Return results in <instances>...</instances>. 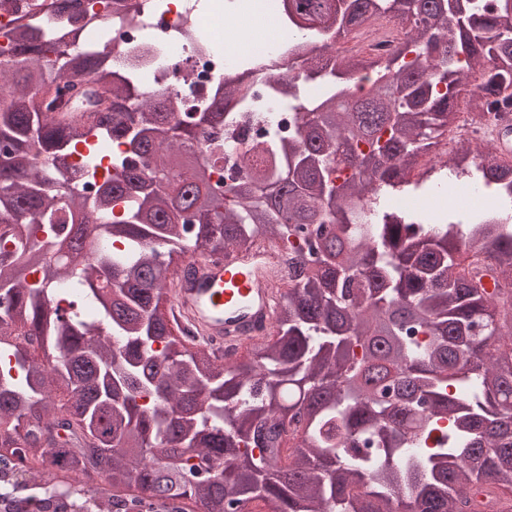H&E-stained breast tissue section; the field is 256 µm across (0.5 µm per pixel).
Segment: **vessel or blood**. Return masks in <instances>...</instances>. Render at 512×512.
<instances>
[{"label":"vessel or blood","instance_id":"b4317fda","mask_svg":"<svg viewBox=\"0 0 512 512\" xmlns=\"http://www.w3.org/2000/svg\"><path fill=\"white\" fill-rule=\"evenodd\" d=\"M497 154L512 158V123L490 136ZM278 258L257 242L218 258L190 262L174 284L171 324H190L206 340L232 347L251 337L255 326L271 324L280 300Z\"/></svg>","mask_w":512,"mask_h":512}]
</instances>
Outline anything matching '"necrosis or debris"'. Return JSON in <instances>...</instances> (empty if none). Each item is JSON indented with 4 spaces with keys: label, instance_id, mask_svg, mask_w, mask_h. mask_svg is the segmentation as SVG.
<instances>
[{
    "label": "necrosis or debris",
    "instance_id": "obj_1",
    "mask_svg": "<svg viewBox=\"0 0 512 512\" xmlns=\"http://www.w3.org/2000/svg\"><path fill=\"white\" fill-rule=\"evenodd\" d=\"M133 19L90 27L89 48L112 53L118 67L137 71L143 87L174 90L187 108L199 110L208 91L241 58L254 66L255 101L269 124L282 133L292 131L296 114L265 87L268 73L277 70L284 57L276 28L280 18L267 12L266 0H136ZM42 18L45 28L57 23L54 0H0V30L24 22L27 16ZM200 29L212 48L202 51L182 38L186 25ZM404 32L398 23L374 19L345 38L355 54L387 58L395 53Z\"/></svg>",
    "mask_w": 512,
    "mask_h": 512
}]
</instances>
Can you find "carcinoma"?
I'll return each mask as SVG.
<instances>
[{
  "label": "carcinoma",
  "instance_id": "cac0c4a2",
  "mask_svg": "<svg viewBox=\"0 0 512 512\" xmlns=\"http://www.w3.org/2000/svg\"><path fill=\"white\" fill-rule=\"evenodd\" d=\"M288 70L269 77L300 114L230 194L178 95L139 91L70 16L32 18L0 53V505L3 512H512V161L458 128L512 102V0H269ZM407 28L386 59L344 55L350 27ZM250 64L200 121L252 109ZM88 79L111 100L90 122L53 119ZM111 170L96 195L85 183ZM85 145L79 166L57 163ZM494 194L462 210L463 185ZM398 195L437 197L434 212ZM296 245L272 332L231 366L157 314L169 267L253 241ZM493 282V292L484 277ZM67 281L82 304H56ZM54 359L42 361L41 352Z\"/></svg>",
  "mask_w": 512,
  "mask_h": 512
}]
</instances>
